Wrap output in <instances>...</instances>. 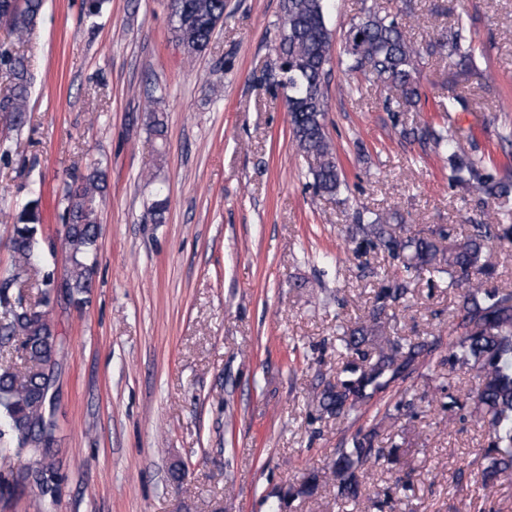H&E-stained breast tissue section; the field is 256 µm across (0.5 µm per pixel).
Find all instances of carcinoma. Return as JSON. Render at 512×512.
Returning a JSON list of instances; mask_svg holds the SVG:
<instances>
[{
	"instance_id": "obj_1",
	"label": "carcinoma",
	"mask_w": 512,
	"mask_h": 512,
	"mask_svg": "<svg viewBox=\"0 0 512 512\" xmlns=\"http://www.w3.org/2000/svg\"><path fill=\"white\" fill-rule=\"evenodd\" d=\"M328 0H282L275 47L276 65L291 117L292 141L308 161L315 192L336 196L346 188L336 154L326 132L328 74L332 60L333 30L327 22ZM43 0H0V25L17 38L37 25ZM172 33L185 55L200 54L224 20V0H171ZM447 51L450 58L466 62L476 48L470 29L462 20L446 36L425 44L412 39L397 18L380 15L372 7L352 22L344 36L348 71L370 74L400 91L399 111L428 104L416 79L417 66L424 57ZM0 68L10 78V90L0 112L9 124L20 129L25 122L32 75L23 54L13 46L0 45ZM395 133L413 138L448 160L450 179L488 199L508 195L505 176L483 173L482 161L460 155L451 148L448 127L425 122L410 129L394 121ZM105 187V173L95 163L80 183L66 192L68 217L65 240L69 266L63 271L66 298L74 304L85 302L97 267V204ZM39 215L30 203L11 224L10 245L14 273L4 277L0 288V343L13 342L25 361V371L0 366V456L28 453L27 463L0 470V495L12 496L21 479L30 478L46 497L44 508L55 503L64 481L54 455L44 450L54 436L52 388L56 368L65 345L48 318L53 301L50 285L53 269L44 261L38 236ZM352 237L372 249H383L398 260L404 278H395L374 298L369 317L341 337L342 367L336 381L316 388L314 400L319 412L329 417L357 419L377 394L397 389L394 410L412 405L410 390L402 387L424 364L435 361L448 371L466 369L477 379L470 388L471 414L488 427L490 441L481 449L482 487L492 488L498 480L512 475V288H484L483 278L491 273L486 248L495 241L512 240V225L474 224L458 243L447 244L448 232L441 226L411 232L402 224H390L371 212H360ZM35 269L41 275L40 300L23 306L6 285L17 273ZM423 271L448 276V288L459 291L455 321L448 333L447 353H440L441 340H411L390 331L389 310L407 294L406 279ZM377 426L360 429L346 445L336 449L331 465L336 498L349 502L361 495L370 470L380 460L398 457L399 447L385 450L376 446ZM318 488L313 476L296 488H288V499L310 497Z\"/></svg>"
}]
</instances>
